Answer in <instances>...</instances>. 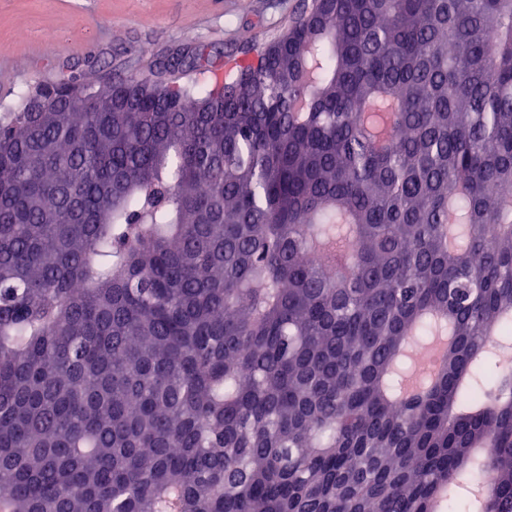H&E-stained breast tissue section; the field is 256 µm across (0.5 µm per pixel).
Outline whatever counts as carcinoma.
I'll use <instances>...</instances> for the list:
<instances>
[{
	"label": "carcinoma",
	"instance_id": "cac0c4a2",
	"mask_svg": "<svg viewBox=\"0 0 512 512\" xmlns=\"http://www.w3.org/2000/svg\"><path fill=\"white\" fill-rule=\"evenodd\" d=\"M161 69L0 119V512H512V0Z\"/></svg>",
	"mask_w": 512,
	"mask_h": 512
}]
</instances>
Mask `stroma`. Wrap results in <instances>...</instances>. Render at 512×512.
I'll list each match as a JSON object with an SVG mask.
<instances>
[{
	"label": "stroma",
	"instance_id": "35a3bbf8",
	"mask_svg": "<svg viewBox=\"0 0 512 512\" xmlns=\"http://www.w3.org/2000/svg\"><path fill=\"white\" fill-rule=\"evenodd\" d=\"M305 0H0V115L21 107L59 70L103 84L156 65L184 44L216 64L285 31ZM54 42H45L46 32Z\"/></svg>",
	"mask_w": 512,
	"mask_h": 512
}]
</instances>
